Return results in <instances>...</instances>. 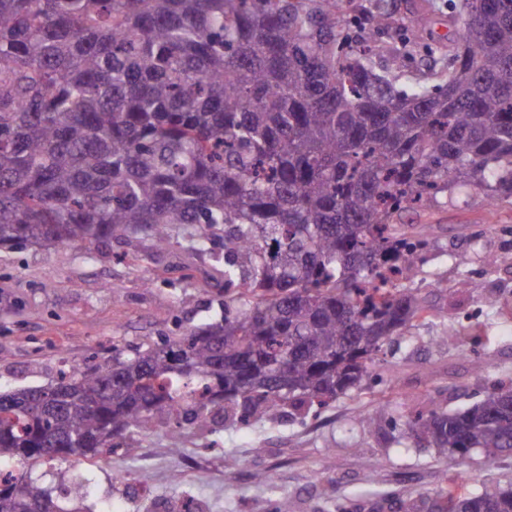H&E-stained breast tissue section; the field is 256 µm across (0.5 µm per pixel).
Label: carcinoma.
Masks as SVG:
<instances>
[{"mask_svg": "<svg viewBox=\"0 0 512 512\" xmlns=\"http://www.w3.org/2000/svg\"><path fill=\"white\" fill-rule=\"evenodd\" d=\"M344 0H0V248L171 227L224 231V318L0 391V458H104L153 418L273 419L359 387L423 310L428 241L405 232L464 190L512 204V0H448L463 35L434 84L396 66L388 17ZM405 432L458 464L512 452V390L434 404ZM442 490L431 512H512V491ZM0 512H53L0 479Z\"/></svg>", "mask_w": 512, "mask_h": 512, "instance_id": "carcinoma-1", "label": "carcinoma"}]
</instances>
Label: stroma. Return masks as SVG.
Returning <instances> with one entry per match:
<instances>
[{"mask_svg": "<svg viewBox=\"0 0 512 512\" xmlns=\"http://www.w3.org/2000/svg\"><path fill=\"white\" fill-rule=\"evenodd\" d=\"M384 5L406 41L400 70L428 74L458 31L446 0ZM422 221L434 228L419 273L426 309L384 346L362 389L247 427L185 422L175 441L158 419L125 454L41 461L32 478L65 512L77 502L85 512H275L284 497L291 512H402L407 500L436 498L462 470L474 489L512 488V454L489 466L476 449L459 466L394 425L430 398L456 410L490 386L512 389V205L489 207L472 189ZM223 259V239L194 247L188 227L163 251L143 238L0 249V301L9 305L0 310V389L47 385L72 363H102L114 350L221 319ZM478 358L488 371L475 370ZM381 398L386 414L363 426ZM262 470L273 483L256 480Z\"/></svg>", "mask_w": 512, "mask_h": 512, "instance_id": "35a3bbf8", "label": "stroma"}]
</instances>
